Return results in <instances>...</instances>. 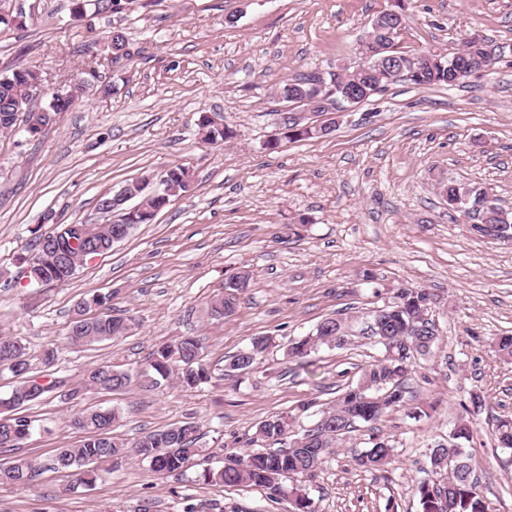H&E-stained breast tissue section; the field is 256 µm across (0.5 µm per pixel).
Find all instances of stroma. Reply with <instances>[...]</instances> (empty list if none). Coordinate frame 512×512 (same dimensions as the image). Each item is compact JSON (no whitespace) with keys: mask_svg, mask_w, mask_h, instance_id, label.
Wrapping results in <instances>:
<instances>
[{"mask_svg":"<svg viewBox=\"0 0 512 512\" xmlns=\"http://www.w3.org/2000/svg\"><path fill=\"white\" fill-rule=\"evenodd\" d=\"M27 28L0 36V70L23 64L43 72L47 94L90 78V89L37 137L0 134V336L24 339L32 363L60 346L53 367L79 381L109 362L137 369L159 345L199 337L208 364L224 367L253 338L272 337L263 362L195 389L168 381L152 391L130 386L72 401L59 392L24 409L36 432L23 450L41 462L33 484L0 486V512H292L289 499L247 484H206L198 475L226 456L255 449L258 425L292 417L312 428L340 390L382 358L362 331L371 310L398 288L433 293L438 339L417 360L404 406L358 424L314 475L296 477L318 512H421L412 487L439 483L433 446L464 417L472 391L486 408L474 415L463 448L492 512H512V454L495 446V424L512 416V363L497 358L494 337L512 334V243L474 232L450 216L439 181L491 188L512 208V0H406L398 47L449 54L476 35L494 66L463 84L390 85L343 112L326 138L264 144L278 128L270 94L307 72L354 68L372 19L395 0H122L108 17L75 19L71 0H17ZM238 14L235 25L225 18ZM130 56L106 59L113 30ZM116 85L100 93L99 85ZM220 113L231 135L203 145L195 120ZM190 168L193 192L172 199L153 223L64 285L18 278V259L36 234L59 224H100L99 197L144 172ZM251 273L236 312L203 317L225 279ZM136 320L128 336L74 347L65 334L73 308L96 294ZM349 325L342 348L321 347L289 360V339L325 318ZM87 406L117 409L115 434L135 440L185 421L200 426L195 457L178 475L153 473L132 458L93 489H73L71 472L51 468L55 449L76 447L84 430L69 419ZM392 440L395 460L381 470L355 457L375 437Z\"/></svg>","mask_w":512,"mask_h":512,"instance_id":"obj_1","label":"stroma"}]
</instances>
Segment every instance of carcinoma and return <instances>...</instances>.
Segmentation results:
<instances>
[{"label": "carcinoma", "instance_id": "obj_1", "mask_svg": "<svg viewBox=\"0 0 512 512\" xmlns=\"http://www.w3.org/2000/svg\"><path fill=\"white\" fill-rule=\"evenodd\" d=\"M120 0H73L72 13L81 19L88 15L99 16L119 9ZM384 25L393 28L391 38L382 55L390 57L391 65L402 70L405 81L417 86L452 85L454 73L449 68L448 57L430 54V67L426 73L418 76L414 73L418 56L407 54L396 48V39L403 24L396 20L394 13L382 12L376 16ZM27 16L12 12L0 15V34H7L26 27ZM380 55V56H382ZM374 56V59H380ZM334 81L335 101L343 99L344 93L351 89H362L374 77H365L354 70L342 73H330L322 76L317 73L282 81L275 88L274 99L281 98L307 100L320 109L325 90L321 88L323 80ZM44 81L41 72L30 67L17 65L0 72V132L12 125L6 105L17 99L32 102L34 85ZM75 96L66 93L54 97L40 108L29 107V112L40 113L38 122L43 127L51 126L49 116L58 112H67L74 105ZM202 142L208 145H221L232 131L221 122H214L206 112L199 113L196 120ZM163 181L158 192L143 190L137 195L139 217L119 218L117 223L124 224L133 231L140 224H150V214L161 211L171 198L186 193L194 187V179L189 168L180 164L169 168L162 174ZM440 194L448 203V210L463 196L471 202H481V208L468 211L464 217L474 222L477 230L482 224L494 227L493 237L502 241L512 240V213L503 209L497 199L485 196L484 187L472 184H459L446 180L440 185ZM68 237L65 225L60 224L43 243L42 236H36L33 248L24 255V265L30 267L31 281L40 280L55 285L68 283L79 270H60L50 260L47 250L58 246ZM251 274L242 270L224 282V292L214 296L205 308V314L211 319L224 317V309L237 306L238 293L245 290ZM434 295L425 288H400L395 301L382 309L381 318L384 328L391 335L379 333V325L371 323L370 339L374 345L383 349V358L365 368L361 382L347 387L337 399L336 406L322 412L318 425L303 433H290L291 421L280 415L263 421L257 428V438L279 445L270 450H251L226 458L224 466L207 468L201 473L206 483L224 486L241 484L254 485L268 489L271 495L288 496L293 504V512H317L314 500L298 487H287L284 481L296 475H307L315 471L324 458L331 453L333 444L358 423H371L405 402L403 384L406 382L414 362L429 355L437 340V333L428 325L426 316L434 304ZM77 312L72 318L67 332V340L75 346L122 338L132 330V319L126 317L120 322L113 321L106 311L112 309V295L94 294L76 304ZM95 314L88 315L89 311ZM348 326L336 317L323 319L312 332L291 340L288 356L302 359L318 347L331 348L343 346ZM268 347V339L259 337L250 348L232 356L225 365L226 372H247L260 364ZM492 350L506 362L512 361V335L497 336L493 339ZM0 367L17 378L9 398H0V415L11 416L9 424L0 423V449L18 448L32 437L35 428L33 421L21 415L22 408L45 394L60 388L65 380L54 378L47 385L40 384V377L33 374L28 347L20 337H0ZM174 377L183 388H196L208 383L214 377L210 366L203 362V345L194 336H181L171 343L157 347L149 357L147 364L136 370H120L110 364H98L90 367L80 379L79 384L68 389L72 397L80 392L104 390V384L112 383L120 390L136 382L146 390H153L162 382ZM120 419L116 409L84 408L76 413L71 423L88 432V436L75 448H59L52 459V467L61 470H73L78 475L79 485L91 489L101 479L102 473L112 469V463L126 461L136 456L149 463L151 469L163 475H172L182 471L185 465L199 455L196 448L199 439V426L194 421H185L180 425L154 430L143 434L133 442L113 433L112 424ZM472 428L463 423L456 433L448 435V443L437 444L432 449L429 461L434 469L448 471L446 481L439 485L419 482L414 485V493L421 505L422 512H488L484 497L477 491L476 483L470 478V470L463 460L462 442L469 440ZM496 437L500 448L512 450V418L497 419ZM394 446L389 440L379 438L373 445L356 457L357 464L368 470H381L391 464ZM36 475L35 464L26 457L19 456L11 464L0 466V485L25 487L31 484Z\"/></svg>", "mask_w": 512, "mask_h": 512}]
</instances>
